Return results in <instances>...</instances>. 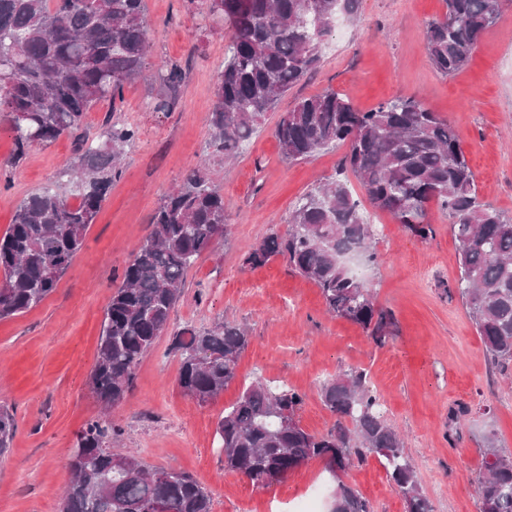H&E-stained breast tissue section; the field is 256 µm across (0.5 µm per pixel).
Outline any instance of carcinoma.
Segmentation results:
<instances>
[{"label": "carcinoma", "mask_w": 512, "mask_h": 512, "mask_svg": "<svg viewBox=\"0 0 512 512\" xmlns=\"http://www.w3.org/2000/svg\"><path fill=\"white\" fill-rule=\"evenodd\" d=\"M443 14L426 23L434 68L448 76L472 60L482 35L505 0H443ZM225 22L229 44L211 107L209 146L230 159L243 149L259 121L320 60L323 38L339 15H355L358 0H208ZM145 0H0V124L14 135L13 164L78 128L97 103H116L125 85L143 75L150 49ZM181 68L156 70L157 112L174 110ZM275 136L290 161L330 145L347 151L332 181L302 196L288 232L270 230L247 253L255 268L281 256L291 271L313 282L327 312L359 326L378 348L397 333L392 309L342 261L352 251L375 259V225L353 197L357 178L370 205L389 213L412 237L435 236L430 203L448 215L459 245L456 294L465 304L485 352L500 368L512 365V217L479 201L475 174L448 122L412 96L360 111L328 90L299 100L276 124ZM137 138L132 125H111L89 147L77 172L78 201L50 190L17 206L0 235V319L26 312L48 298L81 251L86 231L121 175L124 148ZM224 193L205 174L189 171L155 210L150 232L109 298L90 387L107 406L123 403L141 359L169 330L190 268L227 235ZM171 331V330H169ZM248 330L218 322L200 330L171 331L179 358L177 381L200 401L218 397L235 381ZM324 406L336 415L332 429L315 434L301 425L304 395L257 380L224 411L216 435L224 470L265 487L320 459L334 473L383 460L405 512H433L403 440L385 416L368 373L352 368L321 385ZM17 429L0 406V453ZM121 429L103 418L77 435L69 459L71 479L61 512H212V497L190 473L147 465L112 452ZM478 476L479 512H512V453L484 437ZM329 512H373L353 487L340 483Z\"/></svg>", "instance_id": "carcinoma-1"}]
</instances>
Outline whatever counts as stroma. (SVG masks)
<instances>
[{
  "label": "stroma",
  "instance_id": "1",
  "mask_svg": "<svg viewBox=\"0 0 512 512\" xmlns=\"http://www.w3.org/2000/svg\"><path fill=\"white\" fill-rule=\"evenodd\" d=\"M145 4L148 69L168 62L183 70L173 111L149 109L158 86L139 79L125 87L118 108L100 102L80 130L33 149L16 166L10 163L13 137L0 126V234L31 193L50 188L76 200L77 187L65 170L78 163L81 140L98 139L108 122L138 130L125 149L121 176L56 290L37 307L0 320V405L17 422L0 455V512H60L76 436L104 411L89 378L109 297L152 214L194 168L222 188L231 233L188 272L170 325L238 323L248 328L251 343L236 380L201 403L179 387V359L169 351V337L161 336L143 358L132 392L107 410L122 430L113 452L133 451L148 465L173 464L193 474L211 491L213 512H294L296 501L314 491L331 501L341 481L374 512H405L374 456L340 480L314 460L267 487L224 469L215 427L245 384L259 378L304 394L301 424L323 434L336 417L320 398L321 385L360 367L403 435L434 512H478L483 438L495 434L512 452V375L491 363L465 306L446 294L459 277L458 243L447 215L430 208L436 235L423 242L389 214L368 213L388 233L377 237V261L363 265L361 276L398 321L396 336L381 348L359 326L329 315L319 288L291 272L283 258L257 268L243 260L270 229L287 230L296 198L335 175L343 148L291 162L275 138L281 113L330 89L363 111L397 96L421 100L457 130L479 200L512 216V0L469 65L447 77L432 66L424 37L426 23L443 13V0H359L355 18L340 20L326 37L318 66L267 113L230 162L207 146L226 25L208 14L205 0ZM461 404L469 413L449 431L448 412Z\"/></svg>",
  "mask_w": 512,
  "mask_h": 512
}]
</instances>
